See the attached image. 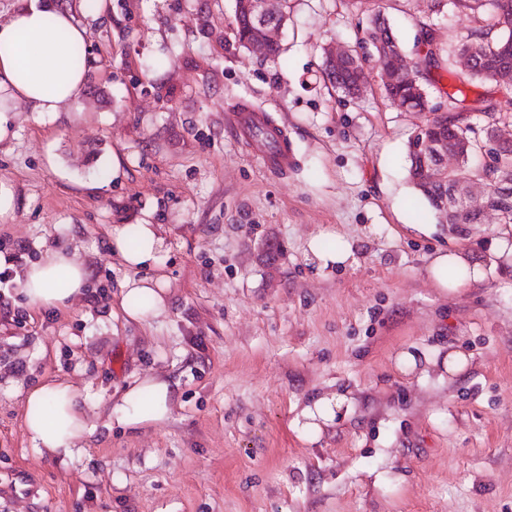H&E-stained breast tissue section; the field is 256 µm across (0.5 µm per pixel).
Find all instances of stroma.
<instances>
[{
    "label": "stroma",
    "mask_w": 512,
    "mask_h": 512,
    "mask_svg": "<svg viewBox=\"0 0 512 512\" xmlns=\"http://www.w3.org/2000/svg\"><path fill=\"white\" fill-rule=\"evenodd\" d=\"M90 31L87 94L72 111L22 110L0 142V512H512V264L444 293L427 276L436 253L487 254L450 233L407 179L406 144L427 115L399 110L379 67L356 99L324 81V49L354 50L381 11L415 56L417 23L444 49L432 105L463 91L502 100L496 83H460L457 45L470 12L432 0H289L281 63L238 48L234 0H67ZM223 33V45L208 38ZM266 108L295 155L269 173L227 125L236 101ZM153 224L163 241L165 308L122 313L129 271L112 229ZM346 240L353 258L319 268L308 250ZM280 253L261 258L266 242ZM63 247L91 288L64 309L29 306L27 266ZM471 357L453 378L406 375L396 355ZM169 379L164 422L109 418L126 386ZM72 381L94 432L63 458L34 448L27 389ZM353 406L316 440L293 420L322 394Z\"/></svg>",
    "instance_id": "obj_1"
}]
</instances>
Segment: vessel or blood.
I'll return each instance as SVG.
<instances>
[{
	"mask_svg": "<svg viewBox=\"0 0 512 512\" xmlns=\"http://www.w3.org/2000/svg\"><path fill=\"white\" fill-rule=\"evenodd\" d=\"M227 123L241 142L255 147L264 166L282 174L294 164L288 136L283 128L272 123L266 109L243 101L226 114Z\"/></svg>",
	"mask_w": 512,
	"mask_h": 512,
	"instance_id": "b4317fda",
	"label": "vessel or blood"
}]
</instances>
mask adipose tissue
<instances>
[{
	"mask_svg": "<svg viewBox=\"0 0 512 512\" xmlns=\"http://www.w3.org/2000/svg\"><path fill=\"white\" fill-rule=\"evenodd\" d=\"M88 29L62 0H22L19 7L0 18V142L14 135L12 104L23 102L38 114L69 111L86 93V69L70 64L72 43L86 42ZM162 240L155 225L123 224L112 230V250L130 271L121 284V307L133 319L158 315L165 306L164 281L151 277ZM427 273L438 288L458 291L477 283L482 272L477 263L457 253L437 254ZM87 269L63 250H47L26 272L24 293L37 308L63 307L84 295ZM148 299L146 309L133 300ZM351 397L344 392L324 394L304 406L294 420L302 437L314 439L323 426L348 415ZM172 389L167 380L148 376L130 387L115 405L119 423L135 427L164 421L172 412ZM23 424L36 448L73 457L76 443L91 434L88 399L69 381L50 380L30 390L25 398Z\"/></svg>",
	"mask_w": 512,
	"mask_h": 512,
	"instance_id": "ef3b65f1",
	"label": "adipose tissue"
}]
</instances>
